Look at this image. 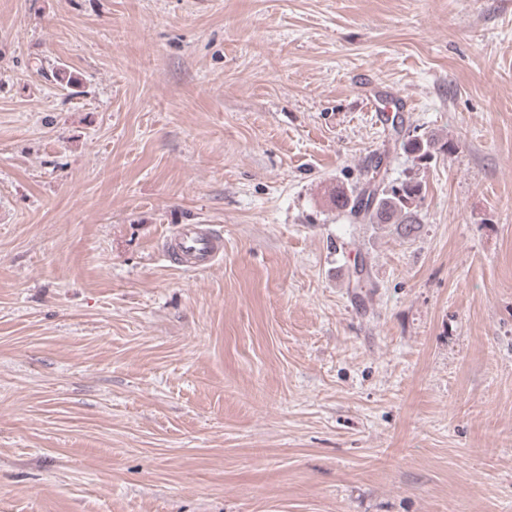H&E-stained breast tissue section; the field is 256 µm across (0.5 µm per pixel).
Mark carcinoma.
I'll return each instance as SVG.
<instances>
[{
  "instance_id": "cac0c4a2",
  "label": "carcinoma",
  "mask_w": 512,
  "mask_h": 512,
  "mask_svg": "<svg viewBox=\"0 0 512 512\" xmlns=\"http://www.w3.org/2000/svg\"><path fill=\"white\" fill-rule=\"evenodd\" d=\"M399 144L419 161L431 159L435 151V140L431 136L403 138ZM389 171V155L385 152L377 155L353 187L334 188L330 201L336 209L346 213L351 222L385 225L392 228L399 239L408 240L416 236L422 226L419 202L423 198V185L409 175L393 179ZM349 282L356 289L372 287L366 263L353 266Z\"/></svg>"
}]
</instances>
